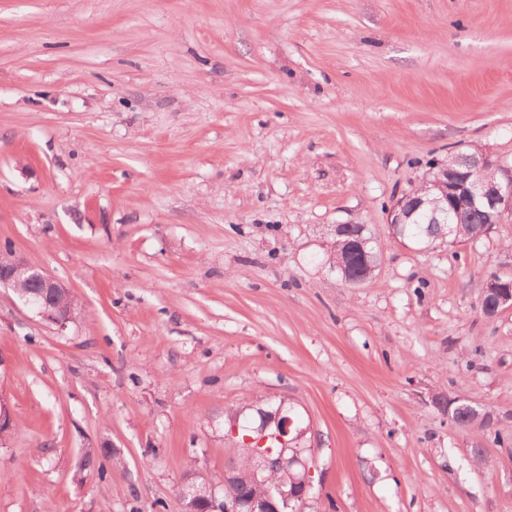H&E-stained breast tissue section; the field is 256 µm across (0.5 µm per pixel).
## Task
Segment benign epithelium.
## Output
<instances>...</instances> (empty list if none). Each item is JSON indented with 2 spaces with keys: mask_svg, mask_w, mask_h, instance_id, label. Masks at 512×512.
<instances>
[{
  "mask_svg": "<svg viewBox=\"0 0 512 512\" xmlns=\"http://www.w3.org/2000/svg\"><path fill=\"white\" fill-rule=\"evenodd\" d=\"M457 167L442 169L430 180L442 195L441 206L434 212V222L440 226V235L445 238L451 233L448 216L465 208H472L483 214L492 213L499 220L512 215V167L492 159L491 155L471 154L460 151L456 154ZM426 205L425 199L412 192L396 199L388 210L387 224L394 230L405 224ZM357 224H337L334 237L349 257L356 272L346 271L344 282L360 285L368 278L367 272L375 271L376 265L366 251V241L358 232ZM0 286L14 290L24 302L36 306L39 316L61 327L73 320L74 309L59 302L69 290L45 270L32 266L13 252L0 253ZM512 308V282L490 279L486 282L481 296V310L488 318L497 316ZM291 418L280 415V411L268 412L263 422L255 429L256 436L243 437V447L249 450L255 461L251 480L255 481L267 472H288L300 468L306 479L301 484L288 486L275 484L262 497L246 491L230 499L220 500L212 487L199 489L194 483L182 484L180 498L185 512H303L313 489L311 467L301 457L302 449L296 448L292 455L286 452L273 453L268 443L288 445Z\"/></svg>",
  "mask_w": 512,
  "mask_h": 512,
  "instance_id": "7a95c632",
  "label": "benign epithelium"
}]
</instances>
